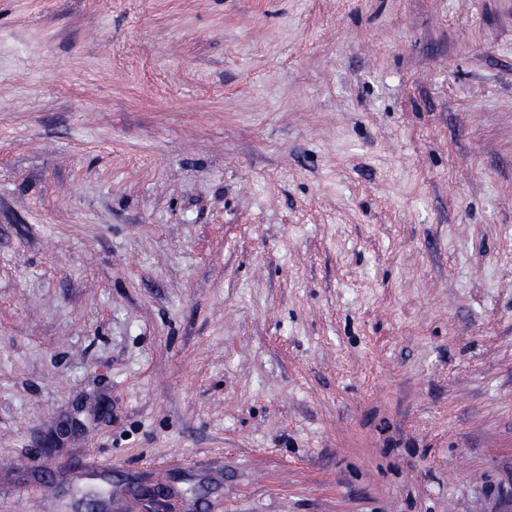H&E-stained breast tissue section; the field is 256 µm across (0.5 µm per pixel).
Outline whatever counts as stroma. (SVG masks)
<instances>
[{
	"label": "stroma",
	"mask_w": 512,
	"mask_h": 512,
	"mask_svg": "<svg viewBox=\"0 0 512 512\" xmlns=\"http://www.w3.org/2000/svg\"><path fill=\"white\" fill-rule=\"evenodd\" d=\"M512 512V0H0V512Z\"/></svg>",
	"instance_id": "obj_1"
}]
</instances>
